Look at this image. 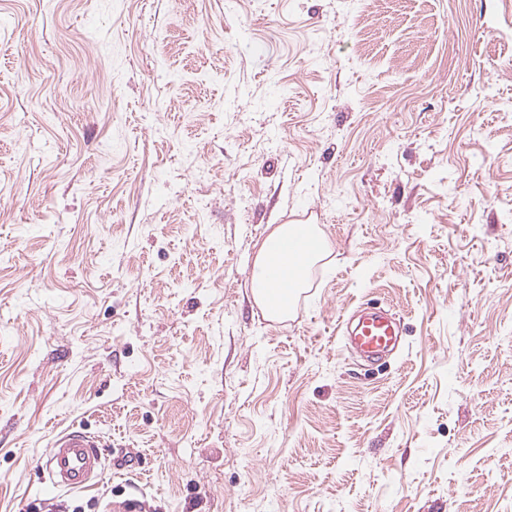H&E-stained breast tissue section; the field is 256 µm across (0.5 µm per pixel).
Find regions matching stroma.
<instances>
[{
  "label": "stroma",
  "mask_w": 512,
  "mask_h": 512,
  "mask_svg": "<svg viewBox=\"0 0 512 512\" xmlns=\"http://www.w3.org/2000/svg\"><path fill=\"white\" fill-rule=\"evenodd\" d=\"M271 224L331 249L283 322ZM133 498L512 512V0H0V512ZM347 341L367 358H378L393 348L399 334L394 316L380 306L368 308L351 332H343ZM109 445L77 426L56 433L38 459V470L55 489L81 491L97 484L105 470Z\"/></svg>",
  "instance_id": "stroma-1"
}]
</instances>
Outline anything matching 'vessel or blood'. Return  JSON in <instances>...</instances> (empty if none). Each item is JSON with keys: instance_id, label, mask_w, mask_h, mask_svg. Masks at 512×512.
<instances>
[{"instance_id": "obj_1", "label": "vessel or blood", "mask_w": 512, "mask_h": 512, "mask_svg": "<svg viewBox=\"0 0 512 512\" xmlns=\"http://www.w3.org/2000/svg\"><path fill=\"white\" fill-rule=\"evenodd\" d=\"M305 253L302 242L291 239L281 247V259L267 274V294L273 295L285 287L283 268L301 259ZM399 336L394 316L382 307L368 308L355 328L346 335L347 341L365 357L374 359L393 348ZM109 451L94 433L77 426L56 433L39 459L38 469L54 488L81 491L95 485L105 470Z\"/></svg>"}]
</instances>
